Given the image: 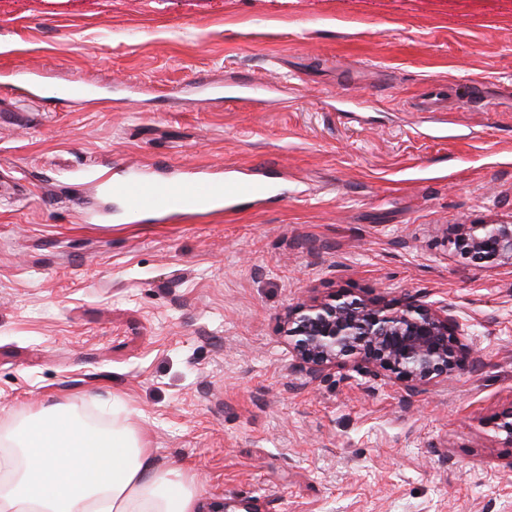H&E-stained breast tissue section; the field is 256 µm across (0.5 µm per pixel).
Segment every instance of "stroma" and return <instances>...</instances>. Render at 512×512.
<instances>
[{
	"mask_svg": "<svg viewBox=\"0 0 512 512\" xmlns=\"http://www.w3.org/2000/svg\"><path fill=\"white\" fill-rule=\"evenodd\" d=\"M228 166L277 197L105 191ZM0 184V431L120 415L198 512H512V269L448 240L512 221V0H0ZM339 293L448 306L471 363L310 377L288 312ZM150 174H128L116 189L131 218L151 214L162 222L205 208L232 211L241 199L267 201L276 197L265 180L242 176L232 168L224 169L223 180L211 179L208 171L163 180Z\"/></svg>",
	"mask_w": 512,
	"mask_h": 512,
	"instance_id": "obj_1",
	"label": "stroma"
}]
</instances>
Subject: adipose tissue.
<instances>
[{
  "mask_svg": "<svg viewBox=\"0 0 512 512\" xmlns=\"http://www.w3.org/2000/svg\"><path fill=\"white\" fill-rule=\"evenodd\" d=\"M196 483L126 426L56 405L0 435V512H195Z\"/></svg>",
  "mask_w": 512,
  "mask_h": 512,
  "instance_id": "ef3b65f1",
  "label": "adipose tissue"
}]
</instances>
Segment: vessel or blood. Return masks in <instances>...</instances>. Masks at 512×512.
I'll use <instances>...</instances> for the list:
<instances>
[{
  "instance_id": "1",
  "label": "vessel or blood",
  "mask_w": 512,
  "mask_h": 512,
  "mask_svg": "<svg viewBox=\"0 0 512 512\" xmlns=\"http://www.w3.org/2000/svg\"><path fill=\"white\" fill-rule=\"evenodd\" d=\"M117 191L130 217L151 214L161 222L205 208L231 211L239 200L266 201L273 196L265 180L240 175L232 168L225 169L220 179L210 178L205 171L163 180L138 172L120 183Z\"/></svg>"
}]
</instances>
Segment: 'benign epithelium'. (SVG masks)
Here are the masks:
<instances>
[{
  "label": "benign epithelium",
  "instance_id": "benign-epithelium-1",
  "mask_svg": "<svg viewBox=\"0 0 512 512\" xmlns=\"http://www.w3.org/2000/svg\"><path fill=\"white\" fill-rule=\"evenodd\" d=\"M455 251L475 264L512 268V224H454ZM288 346L314 374L353 365L397 376L409 391L448 376L472 359L448 306L362 302L339 294L288 312Z\"/></svg>",
  "mask_w": 512,
  "mask_h": 512
}]
</instances>
